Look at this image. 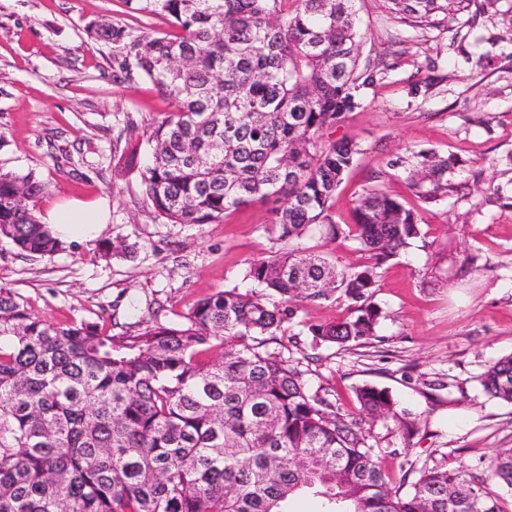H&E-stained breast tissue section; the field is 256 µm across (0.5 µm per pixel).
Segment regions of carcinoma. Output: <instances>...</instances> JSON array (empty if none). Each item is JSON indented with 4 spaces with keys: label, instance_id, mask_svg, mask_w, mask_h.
<instances>
[{
    "label": "carcinoma",
    "instance_id": "carcinoma-1",
    "mask_svg": "<svg viewBox=\"0 0 512 512\" xmlns=\"http://www.w3.org/2000/svg\"><path fill=\"white\" fill-rule=\"evenodd\" d=\"M474 0H391L426 22L468 11ZM166 20L165 31L96 22L86 34L112 45V80H147L171 110L113 155L140 169L154 211L173 224H213L270 201L273 229L298 241L313 227L353 238L371 258L396 255L420 235L411 210L373 190L354 223L337 224L331 201L357 144L317 146L321 132L359 106L369 80L359 67L352 0H124ZM445 159L417 173L421 198L448 191ZM44 185L0 173V237L30 256L65 242L42 223ZM246 276L280 297L234 289L200 299L180 320L112 334L98 323H49L0 285V512H287L304 491L324 512H504L485 482L432 468L395 484L374 453L365 419L397 416L389 392L356 390L359 413L306 389L302 371L268 344L294 317L291 303L341 289L347 317L308 324L316 344L374 335V267L336 272L297 245L250 265ZM480 383L512 402V355ZM495 475L512 488V448Z\"/></svg>",
    "mask_w": 512,
    "mask_h": 512
}]
</instances>
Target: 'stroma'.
I'll return each mask as SVG.
<instances>
[{
	"label": "stroma",
	"instance_id": "obj_1",
	"mask_svg": "<svg viewBox=\"0 0 512 512\" xmlns=\"http://www.w3.org/2000/svg\"><path fill=\"white\" fill-rule=\"evenodd\" d=\"M475 3L425 25L398 19L389 0H354L373 80L320 138L359 149L331 215L351 223L360 197L378 189L414 212L420 235L376 269L381 316L369 340L313 344L307 324L349 312L338 293L294 303L275 349L343 412H358L362 385L390 390L417 428L407 440L396 422L367 424L393 478L409 464L461 468L512 512V490L491 471L495 449L512 448V403L478 380L512 355V0ZM123 17L122 0H0V171L45 185L39 214L69 199L109 210L96 239L69 240L52 256L25 257L0 240V284L49 322L86 319L115 334L175 321L218 289L261 294L248 267L289 248L271 231L268 205L217 224H171L146 202L138 171L117 170L112 145L126 124L144 132L170 109L148 82L113 83L111 46L88 40L89 23ZM431 155L447 158L452 190L427 203L412 176ZM103 241L133 252L103 255ZM301 245L339 270L371 261L355 240L317 229Z\"/></svg>",
	"mask_w": 512,
	"mask_h": 512
}]
</instances>
